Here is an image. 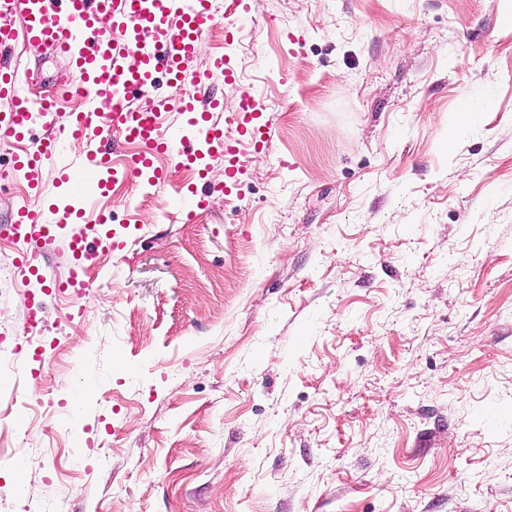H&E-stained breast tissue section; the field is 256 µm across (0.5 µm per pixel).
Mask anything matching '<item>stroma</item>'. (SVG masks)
<instances>
[{"label": "stroma", "mask_w": 512, "mask_h": 512, "mask_svg": "<svg viewBox=\"0 0 512 512\" xmlns=\"http://www.w3.org/2000/svg\"><path fill=\"white\" fill-rule=\"evenodd\" d=\"M241 11L185 63L216 121L247 92L269 123L238 182L203 148L194 221L169 155L168 184L91 196L112 248L33 328L38 284L0 272V512H512V0ZM5 59L34 97L77 81L20 39ZM80 151L0 180L1 253ZM75 230L38 249L49 283Z\"/></svg>", "instance_id": "35a3bbf8"}]
</instances>
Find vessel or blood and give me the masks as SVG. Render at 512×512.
<instances>
[{
	"label": "vessel or blood",
	"instance_id": "1",
	"mask_svg": "<svg viewBox=\"0 0 512 512\" xmlns=\"http://www.w3.org/2000/svg\"><path fill=\"white\" fill-rule=\"evenodd\" d=\"M17 12L24 16L25 34L31 42L70 58L81 75L76 91L93 101L95 108L72 113L64 135L49 136L36 151L14 155V175L35 181L39 169L53 160L61 138L75 142L94 138L98 145L86 153L85 170L98 174V188L121 177H143L150 186H158L165 180L163 173L144 174L145 169H151L154 154H170L182 167L195 160L187 138L161 133V117L166 111L186 114L195 141L223 150L227 181H236L241 173L238 157L246 147L268 145L269 126L254 124L256 105L251 95L241 96L233 117L246 136L242 142L226 143L223 129L212 123L207 112L196 111L193 106V92L202 88L204 81L188 75L184 63L198 51L202 30L215 19L213 0H0L1 19ZM147 32L153 33V40H144ZM160 69L166 72L171 86L184 89L183 97L153 98L152 76ZM53 112V102H35L21 95L13 76L0 71L1 144L25 139L32 132L34 117L47 119ZM115 131L142 146L120 167L113 165L109 146ZM84 206V196L78 193L72 204L50 215L19 209L12 233L27 247H38L65 225L79 220ZM67 244L77 261L91 248L110 246L92 224L72 233Z\"/></svg>",
	"mask_w": 512,
	"mask_h": 512
}]
</instances>
